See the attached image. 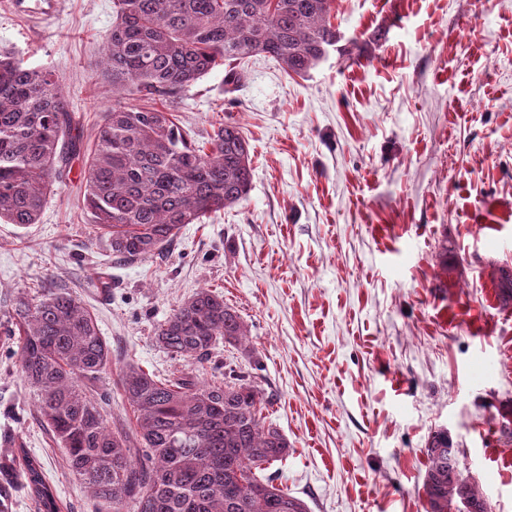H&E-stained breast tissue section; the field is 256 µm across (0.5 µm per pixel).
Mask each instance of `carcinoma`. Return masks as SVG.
<instances>
[{"instance_id":"cac0c4a2","label":"carcinoma","mask_w":512,"mask_h":512,"mask_svg":"<svg viewBox=\"0 0 512 512\" xmlns=\"http://www.w3.org/2000/svg\"><path fill=\"white\" fill-rule=\"evenodd\" d=\"M335 0H112V28L102 38L100 69L123 93L161 107L112 99L85 153L84 205L112 253L157 258L180 229L239 204L251 190L250 144L223 122L200 140L177 125L183 93L224 64L225 92L243 80L239 64L271 57L304 76L339 46ZM83 132L67 106L62 79L27 68L0 51V220L39 221L52 181L63 180ZM10 333L22 372L37 392V412L65 453L67 469L111 512H308L307 505L256 471L288 454V440L261 415L265 398L233 366L224 381L182 373L165 380L131 365L121 398L135 418L139 448L107 425L88 389L111 361L96 317L67 288L16 298ZM177 360L203 365L218 341L242 347L241 316L224 296L201 288L154 329ZM39 512H59L40 463L17 449ZM425 493L448 501V472L463 477L448 433L427 447Z\"/></svg>"}]
</instances>
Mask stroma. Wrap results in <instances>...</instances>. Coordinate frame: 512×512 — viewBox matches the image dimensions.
Instances as JSON below:
<instances>
[{
  "label": "stroma",
  "mask_w": 512,
  "mask_h": 512,
  "mask_svg": "<svg viewBox=\"0 0 512 512\" xmlns=\"http://www.w3.org/2000/svg\"><path fill=\"white\" fill-rule=\"evenodd\" d=\"M347 56L307 75L257 56L233 93L214 68L183 96L180 125L223 120L248 138L246 200L180 230L163 260L122 261L84 206L81 156L37 224L0 223V438L43 464L60 512H99L40 422L10 334L19 291L67 288L95 315L112 362L95 384L111 429H130L129 364L222 380L259 363L263 411L286 437L267 470L309 512H425L426 449L447 429L490 512H512V0H336ZM44 17L0 0V47L63 80L93 142L112 0H54ZM108 282V294L93 288ZM202 288L249 331L179 362L154 328Z\"/></svg>",
  "instance_id": "obj_1"
}]
</instances>
